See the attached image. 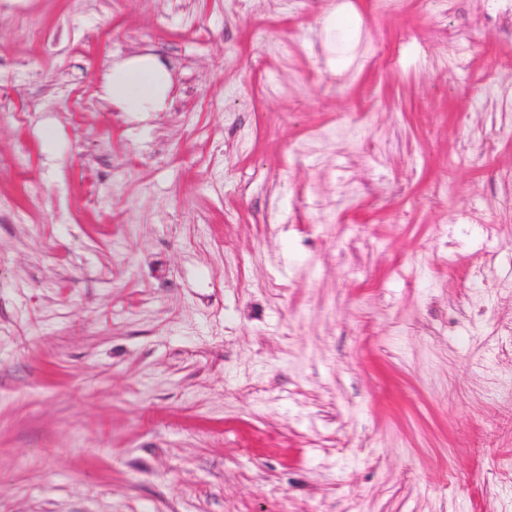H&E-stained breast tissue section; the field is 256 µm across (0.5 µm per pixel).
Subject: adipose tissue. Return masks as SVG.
I'll return each mask as SVG.
<instances>
[{
  "label": "adipose tissue",
  "mask_w": 512,
  "mask_h": 512,
  "mask_svg": "<svg viewBox=\"0 0 512 512\" xmlns=\"http://www.w3.org/2000/svg\"><path fill=\"white\" fill-rule=\"evenodd\" d=\"M171 88L167 68L152 55L131 57L103 75L104 98L127 112H147L161 104Z\"/></svg>",
  "instance_id": "adipose-tissue-1"
}]
</instances>
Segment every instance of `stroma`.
Masks as SVG:
<instances>
[{"label":"stroma","instance_id":"stroma-1","mask_svg":"<svg viewBox=\"0 0 512 512\" xmlns=\"http://www.w3.org/2000/svg\"><path fill=\"white\" fill-rule=\"evenodd\" d=\"M0 512H512V0H0ZM170 88L167 68L153 55L131 57L103 74V97L126 112H150L165 100Z\"/></svg>","mask_w":512,"mask_h":512}]
</instances>
